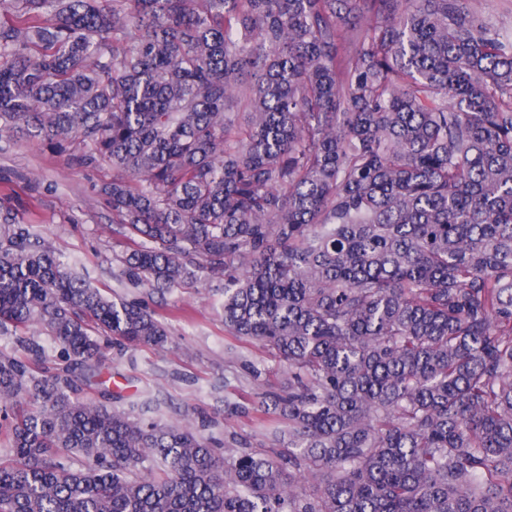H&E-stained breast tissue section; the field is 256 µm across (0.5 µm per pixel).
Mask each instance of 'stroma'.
<instances>
[{"mask_svg":"<svg viewBox=\"0 0 512 512\" xmlns=\"http://www.w3.org/2000/svg\"><path fill=\"white\" fill-rule=\"evenodd\" d=\"M86 152L75 142L57 153L18 129L0 134V204L103 295L144 301L166 327L164 347L107 348L96 379L105 380L117 408L196 428L205 422L217 438L241 435L271 452L256 393L278 387L282 366L265 346L225 330L223 278L205 275L163 294L133 285L123 259L135 244L116 233L100 193L112 169L83 163Z\"/></svg>","mask_w":512,"mask_h":512,"instance_id":"obj_1","label":"stroma"}]
</instances>
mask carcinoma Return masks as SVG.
<instances>
[{
    "label": "carcinoma",
    "instance_id": "cac0c4a2",
    "mask_svg": "<svg viewBox=\"0 0 512 512\" xmlns=\"http://www.w3.org/2000/svg\"><path fill=\"white\" fill-rule=\"evenodd\" d=\"M8 5L0 131L111 164L136 283L224 275L288 454L82 396L100 337L167 331L0 206V512H512V34L467 0ZM37 330L32 328L31 334L27 337L34 338L44 349L43 362L39 367L49 368L51 372H54V368L61 367L64 363L59 359V347L54 343L50 336L44 334L38 335ZM34 336H31L32 334Z\"/></svg>",
    "mask_w": 512,
    "mask_h": 512
}]
</instances>
